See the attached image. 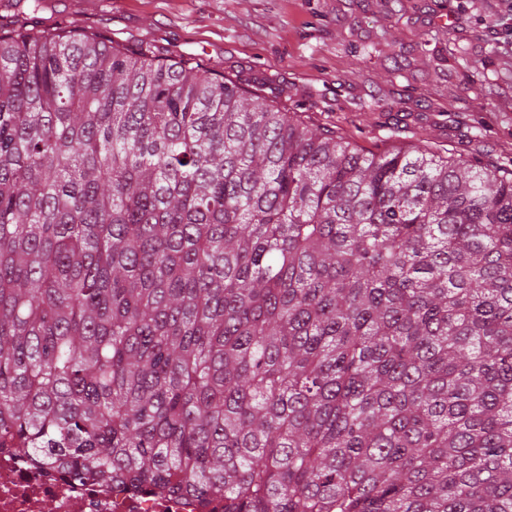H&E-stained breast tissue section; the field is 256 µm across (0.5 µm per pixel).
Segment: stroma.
<instances>
[{
	"label": "stroma",
	"instance_id": "1",
	"mask_svg": "<svg viewBox=\"0 0 512 512\" xmlns=\"http://www.w3.org/2000/svg\"><path fill=\"white\" fill-rule=\"evenodd\" d=\"M40 0L34 30L173 42L367 152L512 162V0ZM383 110L372 112V99Z\"/></svg>",
	"mask_w": 512,
	"mask_h": 512
}]
</instances>
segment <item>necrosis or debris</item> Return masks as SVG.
I'll return each mask as SVG.
<instances>
[{
  "mask_svg": "<svg viewBox=\"0 0 512 512\" xmlns=\"http://www.w3.org/2000/svg\"><path fill=\"white\" fill-rule=\"evenodd\" d=\"M223 501L201 505L189 497L134 492L56 471L27 467L0 453V512H222Z\"/></svg>",
  "mask_w": 512,
  "mask_h": 512,
  "instance_id": "necrosis-or-debris-1",
  "label": "necrosis or debris"
}]
</instances>
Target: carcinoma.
Returning <instances> with one entry per match:
<instances>
[{"instance_id":"obj_1","label":"carcinoma","mask_w":512,"mask_h":512,"mask_svg":"<svg viewBox=\"0 0 512 512\" xmlns=\"http://www.w3.org/2000/svg\"><path fill=\"white\" fill-rule=\"evenodd\" d=\"M36 2L0 23V453L224 512H512V169L364 153Z\"/></svg>"}]
</instances>
